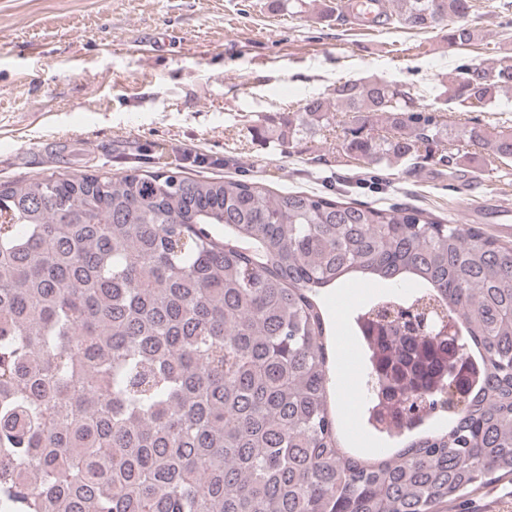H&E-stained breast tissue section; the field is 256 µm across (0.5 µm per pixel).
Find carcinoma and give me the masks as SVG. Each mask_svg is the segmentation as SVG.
Returning a JSON list of instances; mask_svg holds the SVG:
<instances>
[{
	"label": "carcinoma",
	"instance_id": "carcinoma-1",
	"mask_svg": "<svg viewBox=\"0 0 512 512\" xmlns=\"http://www.w3.org/2000/svg\"><path fill=\"white\" fill-rule=\"evenodd\" d=\"M395 2L390 23L479 40L468 0ZM442 87L448 111L485 112L512 65H461ZM338 112L353 160L452 159L440 116L376 79L250 131L290 144ZM376 116L384 133H363ZM458 136L512 159L509 127ZM4 210L0 512H447L512 479V243L403 203L178 169L0 184ZM350 278L419 285L357 315L384 453L345 447L334 408L321 296Z\"/></svg>",
	"mask_w": 512,
	"mask_h": 512
}]
</instances>
